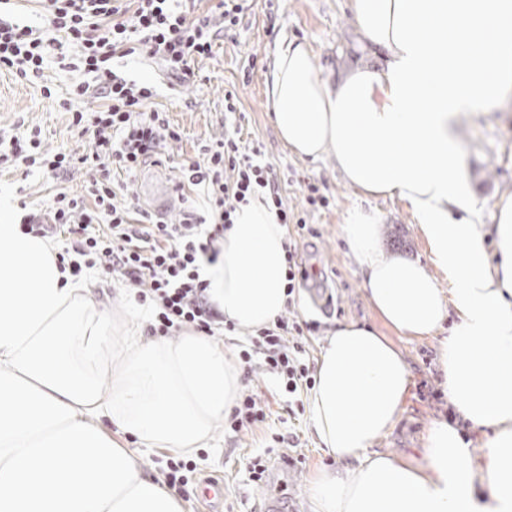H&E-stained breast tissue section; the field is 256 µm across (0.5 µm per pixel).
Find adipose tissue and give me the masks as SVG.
<instances>
[{"mask_svg": "<svg viewBox=\"0 0 512 512\" xmlns=\"http://www.w3.org/2000/svg\"><path fill=\"white\" fill-rule=\"evenodd\" d=\"M351 10L383 64L332 87L306 43H279L275 126L293 155L332 154L349 187L408 206L427 262L385 255L373 211H353L342 238L389 329L426 338L451 321L437 372L460 422L429 426L418 466L374 450L405 411L411 372L386 337L338 323L308 409L341 467L311 479L314 512H512V197L478 223L456 135L463 113L490 111L512 91V0H351ZM286 241L255 200L203 262L211 303L237 329L284 311ZM239 388L235 360L214 338L143 336L140 313L101 310L48 239L0 217V512H185L139 456L209 447ZM116 429L136 448L115 442ZM470 431L484 438L479 464Z\"/></svg>", "mask_w": 512, "mask_h": 512, "instance_id": "adipose-tissue-1", "label": "adipose tissue"}]
</instances>
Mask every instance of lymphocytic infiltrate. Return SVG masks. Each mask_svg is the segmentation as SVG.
<instances>
[{
    "label": "lymphocytic infiltrate",
    "mask_w": 512,
    "mask_h": 512,
    "mask_svg": "<svg viewBox=\"0 0 512 512\" xmlns=\"http://www.w3.org/2000/svg\"><path fill=\"white\" fill-rule=\"evenodd\" d=\"M38 2L45 29L0 16V71L20 78L40 74L50 51L71 44L79 49L72 67L85 76L73 87V95H96L103 103L95 111L72 116L73 126L89 139V151L81 156L42 151L35 130L0 138V165L19 162L56 179L79 165L94 172L86 196L61 191L47 215H26L29 232L43 236L53 229L75 236L72 274L105 263L147 306L150 335L169 336L188 326L207 336L233 331V324L224 323L209 301L200 263L217 256L215 244L233 224L237 210L261 199L279 223L314 237L318 231L306 217L327 207L328 199L311 183L302 205L288 206L260 148L244 147L239 137L228 133L202 158L186 162L176 184L184 194L202 189L209 201L207 214L189 206L178 221L168 222L139 212L137 173L166 141L179 140L180 133L162 113L150 110L153 86L120 76L114 62L146 55L157 59L170 77L190 80L196 59L213 50L214 24L227 29L238 25L240 0H218L213 15L202 17L195 13L198 0ZM317 328L313 321L278 316L248 335L239 360L247 371L264 367L286 393L312 389L314 365L301 337Z\"/></svg>",
    "instance_id": "obj_1"
}]
</instances>
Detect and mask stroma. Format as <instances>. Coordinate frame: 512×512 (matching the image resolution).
Instances as JSON below:
<instances>
[{
	"mask_svg": "<svg viewBox=\"0 0 512 512\" xmlns=\"http://www.w3.org/2000/svg\"><path fill=\"white\" fill-rule=\"evenodd\" d=\"M293 38L309 44L317 68L332 84L358 66L381 61L380 55L365 49L355 29L351 0H246L240 25L218 35L211 55L196 60L195 76L186 83L168 77L151 59L119 60L127 76L155 84L153 110L164 113L181 133L180 141L166 145L137 175L139 204L142 210L177 217L181 201L173 187L179 169L184 161L201 156L223 138L224 95L234 93L242 115L241 137L261 146L288 204H301L311 182L329 200L328 207L308 216L318 237L297 239L303 260L316 269L315 282L333 296L327 315L317 311L306 294L292 308V315L320 324L314 335L305 337V348L311 359H318L328 332L344 321L359 322L388 336L407 361L411 381L401 420L376 441L375 448L418 465L423 461L427 427L448 414L447 406L432 396L439 388L438 343L405 338L385 327L368 303L339 235L350 212L362 208L380 214L387 254L422 260L425 245L400 199L363 197L346 185L332 155L310 162L292 155L282 144L272 120L266 81L277 44ZM81 79V74L63 69L53 58L36 77L22 79L0 72V137L36 128L49 151L87 152L89 140L73 126L72 113L96 110L101 101L72 96L73 85ZM457 139L472 193L483 208L482 221L492 223L494 200L512 196V93L489 114H463ZM88 178L83 168L59 180L22 167L0 171V213L15 223L23 213L45 212L59 191L84 195ZM156 183L167 189L159 203L148 194L150 185ZM240 389L268 405L269 416L264 423L237 434L216 428L212 447L200 449L193 458L197 474L180 495L186 512H199L203 482L211 477L224 481V502L218 512H312L309 478L317 469L336 467V460L320 445L308 415L289 420L288 396L274 377L255 371L241 377ZM291 431L299 436L293 446L284 441ZM258 455L267 466L265 480L259 484L247 471L249 460Z\"/></svg>",
	"mask_w": 512,
	"mask_h": 512,
	"instance_id": "35a3bbf8",
	"label": "stroma"
}]
</instances>
